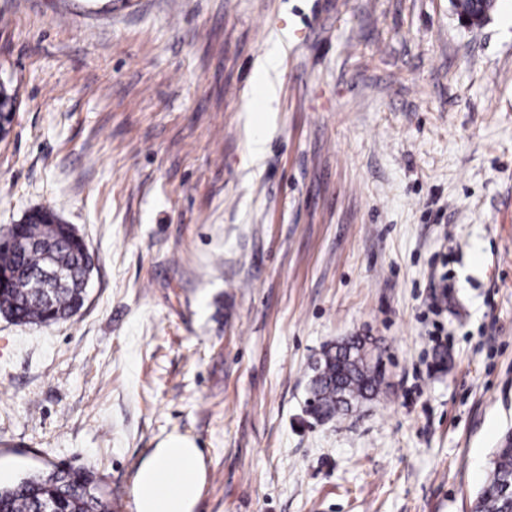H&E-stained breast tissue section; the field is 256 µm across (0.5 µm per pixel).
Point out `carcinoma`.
I'll use <instances>...</instances> for the list:
<instances>
[{
	"label": "carcinoma",
	"instance_id": "1",
	"mask_svg": "<svg viewBox=\"0 0 512 512\" xmlns=\"http://www.w3.org/2000/svg\"><path fill=\"white\" fill-rule=\"evenodd\" d=\"M16 93L0 84V118L12 122ZM23 237L29 247L17 249L11 241ZM92 256L83 239L57 219L50 207L35 209L0 236V270L8 274L0 288V314L21 325L67 321L83 305L79 285ZM63 275L62 282L45 276ZM347 351L328 347L313 368L310 395L316 413L329 420L346 416L354 406L380 394L379 365L358 356L367 348L361 336L348 338ZM512 481V441L502 440L489 462V475L472 512H506L512 497L502 495L501 482ZM0 512H111L106 496L89 478L58 467L27 474L0 487Z\"/></svg>",
	"mask_w": 512,
	"mask_h": 512
}]
</instances>
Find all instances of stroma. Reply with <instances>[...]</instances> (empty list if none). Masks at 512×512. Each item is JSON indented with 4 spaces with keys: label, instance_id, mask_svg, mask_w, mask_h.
<instances>
[{
    "label": "stroma",
    "instance_id": "obj_1",
    "mask_svg": "<svg viewBox=\"0 0 512 512\" xmlns=\"http://www.w3.org/2000/svg\"><path fill=\"white\" fill-rule=\"evenodd\" d=\"M1 82L0 228L48 206L95 259L73 319L0 317L1 485L135 512L180 434L195 512H469L512 430V0H0ZM356 334L383 393L316 420ZM0 512H111L89 478L58 467L0 487Z\"/></svg>",
    "mask_w": 512,
    "mask_h": 512
}]
</instances>
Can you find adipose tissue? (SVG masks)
Listing matches in <instances>:
<instances>
[{"label": "adipose tissue", "mask_w": 512, "mask_h": 512, "mask_svg": "<svg viewBox=\"0 0 512 512\" xmlns=\"http://www.w3.org/2000/svg\"><path fill=\"white\" fill-rule=\"evenodd\" d=\"M206 473L195 443L169 436L139 466L131 494L135 512H194Z\"/></svg>", "instance_id": "adipose-tissue-1"}]
</instances>
